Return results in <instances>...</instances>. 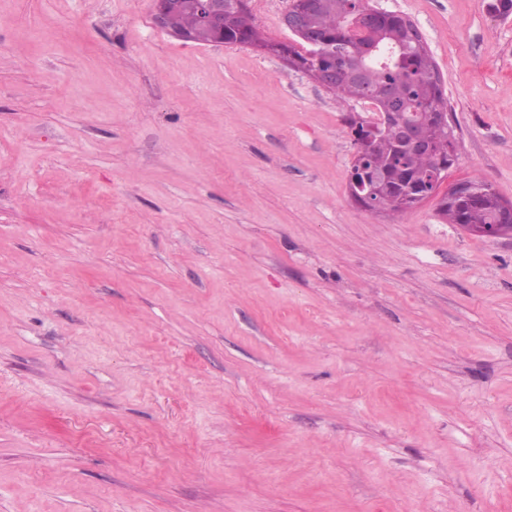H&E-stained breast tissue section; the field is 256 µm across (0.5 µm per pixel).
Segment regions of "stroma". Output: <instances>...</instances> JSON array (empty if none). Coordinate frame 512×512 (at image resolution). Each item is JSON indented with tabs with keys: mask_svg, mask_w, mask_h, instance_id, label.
<instances>
[{
	"mask_svg": "<svg viewBox=\"0 0 512 512\" xmlns=\"http://www.w3.org/2000/svg\"><path fill=\"white\" fill-rule=\"evenodd\" d=\"M408 16L457 159L392 217L334 96L151 0H0V512H512V15ZM180 3L179 0H153L152 1V19L156 27L176 36L186 41H193L194 36L191 33L182 32V33H174L169 29L168 21L170 13L173 9H175ZM470 181L481 194L472 201L448 203V208L440 210L446 221L450 224H458L460 228L470 233L486 236H498L505 232L512 233L511 218L500 215L496 205L498 194L492 185L480 178H472ZM467 224L491 225L476 229Z\"/></svg>",
	"mask_w": 512,
	"mask_h": 512,
	"instance_id": "obj_1",
	"label": "stroma"
}]
</instances>
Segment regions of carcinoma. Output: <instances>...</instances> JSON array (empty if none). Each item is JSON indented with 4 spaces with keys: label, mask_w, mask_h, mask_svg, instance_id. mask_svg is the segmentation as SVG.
<instances>
[{
    "label": "carcinoma",
    "mask_w": 512,
    "mask_h": 512,
    "mask_svg": "<svg viewBox=\"0 0 512 512\" xmlns=\"http://www.w3.org/2000/svg\"><path fill=\"white\" fill-rule=\"evenodd\" d=\"M361 0H326V5L306 11L308 27L322 39L318 63L328 69L332 65H352L366 52L371 37L362 31L347 26L344 19ZM171 26L177 30H196L195 16L182 10L171 18ZM403 22L399 13L389 11L379 26V39L395 45L390 61L372 70L371 86L375 99L369 101L379 112L397 111L407 107V114L421 121L425 133L433 143L429 153H414L401 148L399 131L396 128L377 135L354 128L349 123L354 147L363 151L366 175L382 173L385 183L379 191L383 212L401 215L398 197L408 190L433 192L439 182L440 165L448 162V141L456 139L454 128L443 129L432 123L430 113L447 109L444 84L437 83V68L427 45H418L404 39ZM240 40L245 43L267 41L259 31L249 13L235 12L224 19V40ZM344 49V55L333 60L331 48ZM359 86L353 81L336 85L333 96L344 107L357 101ZM471 182L480 195L472 201L453 202L441 209V214L450 224H506L511 218L500 215L496 205L497 193L488 182L473 178Z\"/></svg>",
    "instance_id": "1"
}]
</instances>
